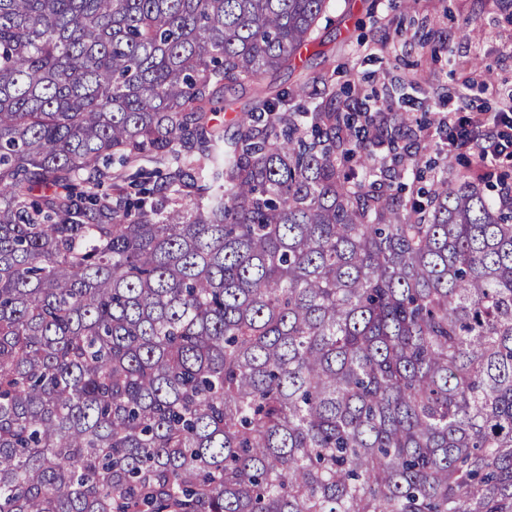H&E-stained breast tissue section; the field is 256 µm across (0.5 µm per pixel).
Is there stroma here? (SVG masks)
<instances>
[{
	"label": "stroma",
	"instance_id": "1",
	"mask_svg": "<svg viewBox=\"0 0 512 512\" xmlns=\"http://www.w3.org/2000/svg\"><path fill=\"white\" fill-rule=\"evenodd\" d=\"M332 4L302 62L266 75L264 85L276 92L304 82L319 93L330 83L392 95L395 108L423 124L406 147H428L429 158L447 162L449 178L477 181L473 150L451 146L444 121L463 107L495 115L512 93V0H419L406 21L393 0ZM439 42L448 53L431 57Z\"/></svg>",
	"mask_w": 512,
	"mask_h": 512
}]
</instances>
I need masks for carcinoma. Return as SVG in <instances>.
I'll return each instance as SVG.
<instances>
[{
	"instance_id": "cac0c4a2",
	"label": "carcinoma",
	"mask_w": 512,
	"mask_h": 512,
	"mask_svg": "<svg viewBox=\"0 0 512 512\" xmlns=\"http://www.w3.org/2000/svg\"><path fill=\"white\" fill-rule=\"evenodd\" d=\"M328 2L0 0V512H512V186L269 96ZM228 97L236 99V106L238 112H232L231 110L217 112L216 115H213L215 123H223L224 132L229 136L236 129V119L240 110H245L248 108L250 99H251V90L246 87V89H241L240 87L237 89L235 94H227Z\"/></svg>"
}]
</instances>
